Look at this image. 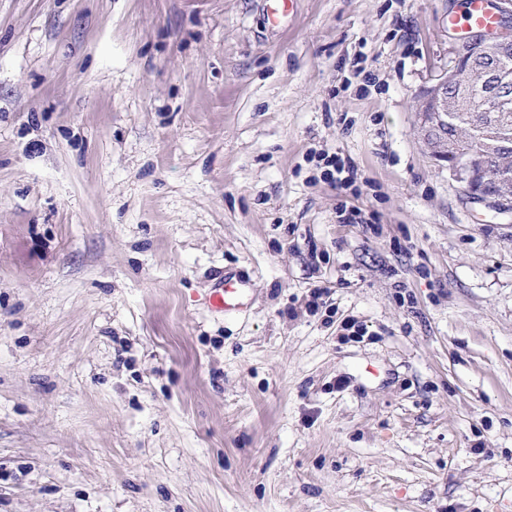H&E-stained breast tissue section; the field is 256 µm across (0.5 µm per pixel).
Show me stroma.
Masks as SVG:
<instances>
[{
    "instance_id": "1",
    "label": "stroma",
    "mask_w": 512,
    "mask_h": 512,
    "mask_svg": "<svg viewBox=\"0 0 512 512\" xmlns=\"http://www.w3.org/2000/svg\"><path fill=\"white\" fill-rule=\"evenodd\" d=\"M465 5L0 0V512H512V217L414 131ZM230 282L224 278L222 288H214L209 298L211 307L219 311H228L231 309H240L242 303L238 301V289L231 288Z\"/></svg>"
}]
</instances>
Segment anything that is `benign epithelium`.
<instances>
[{
    "label": "benign epithelium",
    "instance_id": "obj_1",
    "mask_svg": "<svg viewBox=\"0 0 512 512\" xmlns=\"http://www.w3.org/2000/svg\"><path fill=\"white\" fill-rule=\"evenodd\" d=\"M466 44L470 53L491 63L485 73V91L474 94L470 68L462 67L458 60H453L435 82L417 92L416 128L432 160L448 170L449 176L461 185L471 201L498 213H506L512 209V181L493 173L484 163L458 156L450 159L448 144L432 141L435 130L448 128V97L451 91L458 92L470 104L476 98L481 101L479 111L474 113L476 117L481 111L497 112L507 107L512 98V77L492 65V62L512 53V25L475 31Z\"/></svg>",
    "mask_w": 512,
    "mask_h": 512
}]
</instances>
